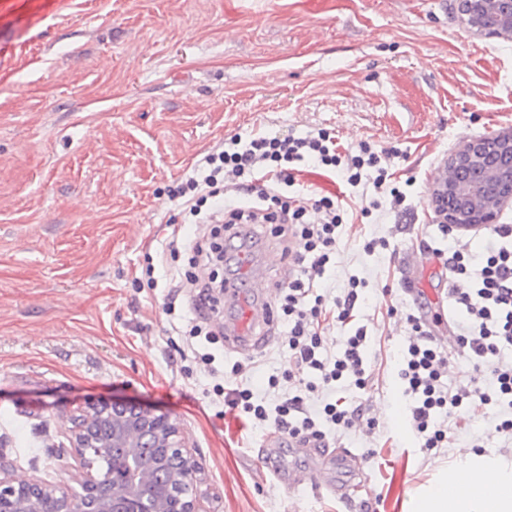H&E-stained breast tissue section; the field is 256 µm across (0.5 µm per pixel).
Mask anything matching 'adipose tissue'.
Masks as SVG:
<instances>
[{"mask_svg":"<svg viewBox=\"0 0 512 512\" xmlns=\"http://www.w3.org/2000/svg\"><path fill=\"white\" fill-rule=\"evenodd\" d=\"M490 472L492 483L471 492L470 479ZM412 512H512V465L501 459L461 451L412 500Z\"/></svg>","mask_w":512,"mask_h":512,"instance_id":"1","label":"adipose tissue"}]
</instances>
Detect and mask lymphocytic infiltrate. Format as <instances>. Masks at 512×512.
Segmentation results:
<instances>
[{
	"label": "lymphocytic infiltrate",
	"instance_id": "f902f5d3",
	"mask_svg": "<svg viewBox=\"0 0 512 512\" xmlns=\"http://www.w3.org/2000/svg\"><path fill=\"white\" fill-rule=\"evenodd\" d=\"M311 160L327 172H341L350 186L370 180L376 193H389L396 205L407 195L389 186L390 175L370 143H360L356 151L342 153L334 136L321 129L303 137L260 134L244 139L232 136L222 150L206 154L192 176L179 184L176 195L196 219L197 234L180 240V226H173L167 244L169 253L186 249L192 267L170 274L166 308L184 306L194 319L186 328V346L181 359L197 354L204 365L216 357L201 352L202 343H215L209 319L216 311L218 288L209 269L224 263L228 251L243 239L248 224H267L277 238L283 256L295 276L279 284L276 318L287 324L288 361L281 376H270L268 385L277 388L280 379H293L304 371H317L324 385L353 378L356 386L366 383L363 351L365 327H357L346 337L339 354L323 351L322 335L333 323L347 324L355 318L359 302V282L350 279L343 295L327 298L322 279L336 253L343 218L340 208L327 196L313 198L295 187L298 163ZM236 178L234 204H216L224 188L225 174ZM448 238L447 249H436L452 274L450 295L464 322L455 326L459 352L469 361L472 372L466 385L455 387L445 377L447 359L422 317L407 314L405 320L415 338L402 355L399 377L410 398L409 411L421 450L442 447L448 436L445 424L465 417L473 408L512 406V225L489 227V244L480 256H473L470 244L454 234L451 226L440 225ZM305 383L303 392L285 393L274 408L254 399L250 389H227L214 385L213 392L225 405L239 410L254 423H271L274 431L293 438L324 441L321 423L350 427L361 416L340 403H325L319 413H311L305 395L314 391Z\"/></svg>",
	"mask_w": 512,
	"mask_h": 512
}]
</instances>
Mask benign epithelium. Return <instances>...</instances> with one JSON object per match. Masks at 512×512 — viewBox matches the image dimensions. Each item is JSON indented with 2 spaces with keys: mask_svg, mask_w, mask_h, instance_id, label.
I'll return each mask as SVG.
<instances>
[{
  "mask_svg": "<svg viewBox=\"0 0 512 512\" xmlns=\"http://www.w3.org/2000/svg\"><path fill=\"white\" fill-rule=\"evenodd\" d=\"M473 34L512 39V0H457ZM512 202V129L467 141L448 161V177L433 190L431 206L440 224H495ZM67 437L72 461L58 457L87 505L85 512H206L202 479L184 424L162 410L118 400L87 403L70 412ZM159 449L170 476L156 505L140 495L144 473L132 460L117 464L122 478L99 468L95 459L112 448ZM73 487L38 478L19 480L0 457V512H72Z\"/></svg>",
  "mask_w": 512,
  "mask_h": 512,
  "instance_id": "benign-epithelium-1",
  "label": "benign epithelium"
}]
</instances>
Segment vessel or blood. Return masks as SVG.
I'll list each match as a JSON object with an SVG mask.
<instances>
[{"label": "vessel or blood", "mask_w": 512, "mask_h": 512, "mask_svg": "<svg viewBox=\"0 0 512 512\" xmlns=\"http://www.w3.org/2000/svg\"><path fill=\"white\" fill-rule=\"evenodd\" d=\"M242 268L252 281L254 289L250 293L249 302L245 303L241 300L238 282L231 280L225 283V303L235 307L236 313L234 318L224 325V345L236 351L252 352L258 350L270 338L274 304L261 289L260 274L251 257H244ZM267 443L271 446L286 443L290 447L307 452L313 458L309 474L285 479L284 485L290 490L308 487L317 491L339 493L340 486L336 476L350 470L355 460L348 449L321 448L317 443L294 438L288 440L277 433L271 434Z\"/></svg>", "instance_id": "1"}]
</instances>
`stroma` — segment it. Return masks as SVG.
<instances>
[{
	"label": "stroma",
	"instance_id": "35a3bbf8",
	"mask_svg": "<svg viewBox=\"0 0 512 512\" xmlns=\"http://www.w3.org/2000/svg\"><path fill=\"white\" fill-rule=\"evenodd\" d=\"M511 127L512 41L469 33L456 0H0V452L16 478L70 481L56 464L71 453L66 412L100 400L184 422L207 512H409L458 449L512 461V442L494 430L500 407L449 423L447 447L422 452L398 376L411 339L403 315L419 312L448 380H467L438 323L451 274L433 253L447 242L431 197L464 142ZM321 128L341 150H386L391 182L413 205L399 218L384 196L365 217L372 186L311 163L296 175L298 188L344 200L325 288L337 296L349 277L365 283L353 325L330 326L323 345L339 353L366 327L367 384L344 380L309 400L364 408V420L326 429L330 447L351 449L364 470L344 497L280 485L272 463L304 470L307 460L268 456L270 427L225 409L203 372L184 373L166 290L142 274L152 263L164 279L169 225L192 235L169 188L200 158L236 134ZM409 272L440 303L405 294ZM281 342L225 350L227 387L275 403L268 378Z\"/></svg>",
	"mask_w": 512,
	"mask_h": 512
}]
</instances>
